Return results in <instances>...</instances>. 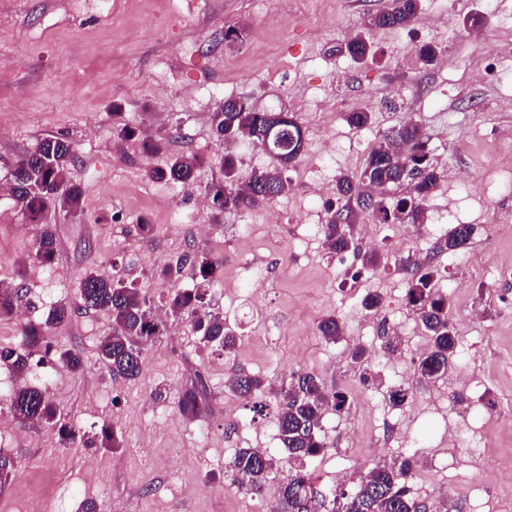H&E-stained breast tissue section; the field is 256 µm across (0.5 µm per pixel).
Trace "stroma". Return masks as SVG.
<instances>
[{"instance_id":"obj_1","label":"stroma","mask_w":512,"mask_h":512,"mask_svg":"<svg viewBox=\"0 0 512 512\" xmlns=\"http://www.w3.org/2000/svg\"><path fill=\"white\" fill-rule=\"evenodd\" d=\"M66 3L71 21L65 25L55 0H0V184L8 183L12 161L65 134L75 147L71 177L82 190L77 211L60 210L53 218L56 253L48 268L27 261L38 226L18 234L23 217L12 197H0V267L8 281L21 282L34 302L27 315L40 322L56 302L77 301L78 279L89 268L122 274L162 309L168 291L193 287L196 276L186 268L163 279L161 269L183 251H206L220 277L205 303L240 339L228 356L203 347L186 320L168 319L166 336L143 351L140 378L121 383L98 361L107 315L80 313L51 329L56 346L81 353L85 362L83 372L57 374L51 397L88 436L119 419L126 445L60 447L54 434L18 423L9 400L0 399V446L10 449L12 460L9 477L0 479V512H26L34 503L40 512H85L91 501L97 512H154L155 500L171 497L183 479L197 480L203 491L181 501L179 512H264L262 495L277 496L289 465L275 409L256 415L226 388L233 366L276 388L290 374L310 372L328 391L346 393L345 411H327L322 420L325 451L306 462L315 489L355 491L375 463L412 454L423 473L433 449L444 448L446 482H410L427 512H512V495L502 484L512 475V283L497 281L498 264L512 261V151H485L487 131L512 132V108L502 106L512 99V78L486 84L476 77L512 29V0H423V14L443 12V22L372 31L373 57L364 65L330 48L387 0H110L102 14L87 0ZM475 11L484 26L464 31L459 19ZM158 25L169 34L162 50L147 36ZM426 42L453 51L425 67L416 56ZM403 57L412 58L411 69L399 66ZM292 84L306 88V96L289 95ZM213 87L293 113L307 148L287 171L289 191L271 203L280 223H267L260 207L228 216L212 236L197 238L187 225L208 221L196 199L203 184L223 179L224 148L210 125L220 99L196 101L190 92ZM411 99L439 174L429 234L407 237L404 225L377 223L355 201L339 199V208L351 213L355 250L377 255L376 266L353 279L340 255L324 246L327 210L318 185L359 174L382 134L402 124ZM116 104L139 136L166 138L175 154L203 156L197 184L148 180L150 159L139 136L122 142L113 132ZM357 107L374 113L372 125H347L344 113ZM327 138L333 153L315 159ZM142 218L153 221L145 236L136 232ZM455 224L471 225L473 233L468 245L449 254L440 241ZM425 252L441 273L436 286L448 296L458 336L447 379L459 387L444 399L412 363L428 337L407 305L401 262L420 264ZM372 292L381 304L368 311L363 300ZM329 312L345 325L334 343L317 331ZM24 316L0 322L1 343L20 340ZM383 318L400 340L391 355L376 326ZM357 346L364 355L355 361ZM199 375L208 381V403L191 417L177 400ZM397 387L407 389L408 398L395 408L389 392ZM231 417L239 428L228 425ZM203 424L211 431L206 441L199 434ZM148 432L160 446L181 448V455L144 456L139 439ZM248 447L282 460L259 496L233 487L225 469L236 449ZM90 454L108 469L107 482L93 477ZM457 483L467 485L468 494L456 493Z\"/></svg>"}]
</instances>
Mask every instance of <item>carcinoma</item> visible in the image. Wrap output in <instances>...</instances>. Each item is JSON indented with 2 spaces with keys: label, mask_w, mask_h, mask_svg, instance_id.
Listing matches in <instances>:
<instances>
[{
  "label": "carcinoma",
  "mask_w": 512,
  "mask_h": 512,
  "mask_svg": "<svg viewBox=\"0 0 512 512\" xmlns=\"http://www.w3.org/2000/svg\"><path fill=\"white\" fill-rule=\"evenodd\" d=\"M421 0H391V6L369 15L364 24L369 28L404 29L417 18ZM336 52L363 63L372 56L371 45L360 31L336 46ZM346 123L355 128L372 124L373 112L359 109L344 113ZM113 128L120 138H129L135 129L125 123L124 113L112 110ZM211 128L221 143L226 136H242L259 143L276 160V164L251 171L245 180L239 179L238 159L224 153V179L205 187L209 202V223L219 227L228 214L239 213L267 204L288 191V165L298 160L306 147V135L293 115L258 109L248 96L230 97L211 113ZM74 152L73 141L60 135L43 139L31 152L15 160L11 169L10 192L24 219L40 227L34 260L42 265L52 263L55 254V236L49 217L58 208L73 209L81 198L80 189L70 181L67 164ZM203 162L199 156L169 155L164 164L148 166L145 175L153 181L192 185L196 182ZM411 186L405 197L390 196V188L401 183ZM439 176L428 143L420 128L407 123L382 135L370 150L360 173L343 174L336 181L341 196L356 197V203L370 211L382 224H424L427 202L438 188ZM349 213H331L324 224V245L332 252H344L352 241L343 225ZM469 224H457L446 234L442 249L454 252L465 247L471 238ZM196 271L197 286L191 290L178 288L167 296L165 307L170 316L183 317L200 343L216 346L229 353L237 345L235 331L224 325L217 312L205 309V299L217 271V261L206 252L195 249L183 253L173 266L163 269L170 278L183 268ZM437 271L412 270L407 280V305L417 314L426 329L430 343L426 353L415 362V371L426 381H436L448 373V362L456 353L457 337L448 321V298L438 293L433 285ZM77 303L58 302L45 319L48 327L66 324L72 313L102 311L109 315L111 328L98 345V357L112 377L124 380L138 379L143 370L144 346L166 335V321L157 316L150 298L127 284L120 275L105 277L96 270L84 272L78 282ZM32 302L18 285L0 283V319L11 318L21 306ZM327 341L343 336V323L334 314L321 318L317 325ZM42 344L39 335L22 334L19 343L0 346V365L15 372L28 370L31 350ZM58 363L73 372L82 368L80 358L70 349H46ZM225 386L239 397L254 399L257 412L265 408L263 379L243 370L228 373ZM279 410L275 417L277 436L288 453L292 473L279 488L276 512H419L420 504L411 496L409 475L414 460L404 458L400 463L377 464L362 477L358 489L344 491L328 498H317L313 492L312 474L304 469V461L319 455L326 444L319 436L324 413L331 408L341 413L347 404L344 393L328 392L322 380L311 373H303L281 384L270 392ZM207 384L200 377L185 388L178 400L180 411L197 415L205 407ZM12 416L21 424L59 427L61 446L72 447L75 440L85 446L97 445L114 450L125 447L124 437L111 427L102 429L101 436L87 440L79 429L61 423V413L50 400L47 390L22 386L10 400ZM234 475L247 479L249 492L263 489L270 475L277 469L276 460L255 448H239L233 455Z\"/></svg>",
  "instance_id": "cac0c4a2"
}]
</instances>
